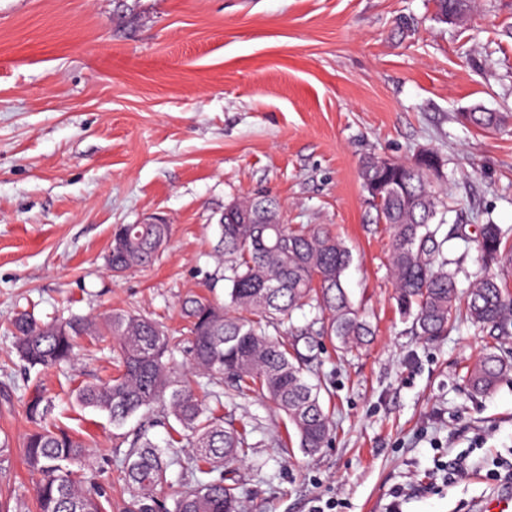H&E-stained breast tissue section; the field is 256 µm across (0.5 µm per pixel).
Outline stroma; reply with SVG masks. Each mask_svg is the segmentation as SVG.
Returning a JSON list of instances; mask_svg holds the SVG:
<instances>
[{"mask_svg": "<svg viewBox=\"0 0 512 512\" xmlns=\"http://www.w3.org/2000/svg\"><path fill=\"white\" fill-rule=\"evenodd\" d=\"M512 0H479L461 23L433 0H0V437L21 447L19 403L34 387L56 400L50 424L88 445L111 486L156 416L123 427L79 407L69 376L117 374L105 343L84 340L71 370L25 375L10 322L132 310L180 334L187 292L223 299L216 226L233 200L269 192L285 223L330 224L351 250L344 286L375 335L359 354L324 343L310 363L333 421L307 456L287 417L225 388L218 413L250 429L237 469L242 512H476L512 461V376L470 396L465 368L497 336L456 323L416 336L387 271L389 234L358 177L360 160L431 149L451 210L448 260L477 269L480 224L512 228V133L470 126L482 107L512 112ZM171 226L157 261L122 275L105 256L116 224ZM466 461L444 479L437 461Z\"/></svg>", "mask_w": 512, "mask_h": 512, "instance_id": "35a3bbf8", "label": "stroma"}]
</instances>
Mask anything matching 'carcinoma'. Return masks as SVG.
Here are the masks:
<instances>
[{
	"mask_svg": "<svg viewBox=\"0 0 512 512\" xmlns=\"http://www.w3.org/2000/svg\"><path fill=\"white\" fill-rule=\"evenodd\" d=\"M475 0H434L440 22L451 15L462 22ZM463 118L479 130L499 131L512 124L511 112L474 109ZM442 160L423 150L406 161L368 156L359 177L389 232L388 270L401 318L416 335L443 336L461 316L479 331L512 335V229L483 224L477 240L479 270L460 281L448 269V194L437 187ZM215 252L224 266L227 302L195 294L180 300L188 322L186 352L191 371L174 370L171 355L179 342L155 320L113 311L104 319L71 316L50 322L24 311L13 321V349L29 369H62L75 358L86 336L109 340L120 371L73 390L74 401L104 414L114 427L150 411L171 418L167 446L142 431L130 443L123 469L134 492L128 512H241L236 470L251 444L248 432L225 425L199 397L194 379L221 386L232 382L239 396L259 392L288 417L303 454L314 456L331 437L330 415L320 387L305 376L314 337H327L345 352H359L374 331L343 285L353 257L345 242L326 227L291 228L283 223L278 199L257 193L224 207L217 225ZM169 224H117L106 254L115 275L153 264L164 248ZM309 308L311 318L298 328L293 313ZM287 330L290 339L274 333ZM512 370V348L505 355L485 353L467 366L466 386L473 395L490 392ZM52 400L34 389L23 400L31 424L21 452L36 476V512H111L112 498L99 481L101 469L87 462V445L47 424ZM193 449L192 481L173 510L154 496L168 470L181 463L174 448Z\"/></svg>",
	"mask_w": 512,
	"mask_h": 512,
	"instance_id": "obj_1",
	"label": "carcinoma"
}]
</instances>
